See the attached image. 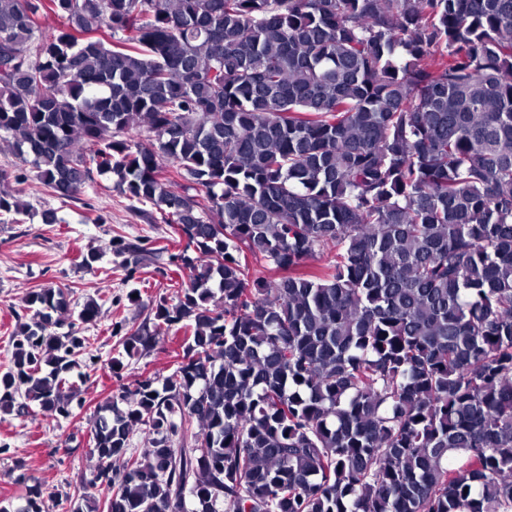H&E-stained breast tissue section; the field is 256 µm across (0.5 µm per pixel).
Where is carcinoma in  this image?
Segmentation results:
<instances>
[{
    "instance_id": "obj_1",
    "label": "carcinoma",
    "mask_w": 512,
    "mask_h": 512,
    "mask_svg": "<svg viewBox=\"0 0 512 512\" xmlns=\"http://www.w3.org/2000/svg\"><path fill=\"white\" fill-rule=\"evenodd\" d=\"M0 139L3 222L110 174L190 239L74 512H512V0H0ZM24 304L0 410L67 418L99 304Z\"/></svg>"
}]
</instances>
